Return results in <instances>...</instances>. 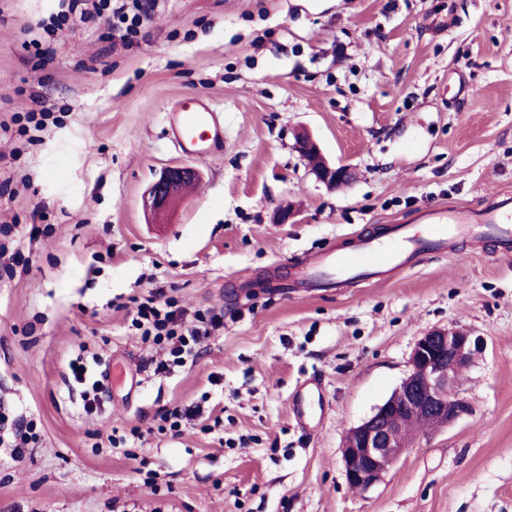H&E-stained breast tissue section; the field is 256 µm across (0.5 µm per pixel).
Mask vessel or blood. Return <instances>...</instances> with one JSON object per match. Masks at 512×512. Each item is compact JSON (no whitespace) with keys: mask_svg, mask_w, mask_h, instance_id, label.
<instances>
[{"mask_svg":"<svg viewBox=\"0 0 512 512\" xmlns=\"http://www.w3.org/2000/svg\"><path fill=\"white\" fill-rule=\"evenodd\" d=\"M171 139L190 158L210 155L224 143V123L212 104L191 97L167 115ZM425 224L403 225L392 239L361 236L350 245L332 247L296 262L293 288L314 292L341 287L390 269H403L420 256L444 250L456 237L471 233L512 245V195L504 193L479 206L434 208Z\"/></svg>","mask_w":512,"mask_h":512,"instance_id":"1","label":"vessel or blood"}]
</instances>
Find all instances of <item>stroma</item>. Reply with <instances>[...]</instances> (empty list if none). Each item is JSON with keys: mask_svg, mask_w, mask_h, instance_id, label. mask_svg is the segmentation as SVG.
Listing matches in <instances>:
<instances>
[{"mask_svg": "<svg viewBox=\"0 0 512 512\" xmlns=\"http://www.w3.org/2000/svg\"><path fill=\"white\" fill-rule=\"evenodd\" d=\"M152 2L127 41L96 18L50 37L61 0H0V225L25 257L0 274V407L37 433L22 459L0 447V512H512V255L464 234L332 292L260 284L294 256L512 191V0ZM452 69L471 87L459 101ZM191 96L223 113L224 146L189 161L166 115ZM38 104L54 121L18 135ZM302 129L350 184L316 179ZM185 163L199 181L148 222L146 190ZM153 280L224 316L166 377L131 326ZM456 328L484 339L458 379L468 412L350 487L346 431L421 336ZM78 360L104 383L98 412ZM313 376L329 407L309 434L292 396ZM191 404L202 418L160 430Z\"/></svg>", "mask_w": 512, "mask_h": 512, "instance_id": "35a3bbf8", "label": "stroma"}]
</instances>
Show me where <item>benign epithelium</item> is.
I'll list each match as a JSON object with an SVG mask.
<instances>
[{
	"label": "benign epithelium",
	"instance_id": "benign-epithelium-1",
	"mask_svg": "<svg viewBox=\"0 0 512 512\" xmlns=\"http://www.w3.org/2000/svg\"><path fill=\"white\" fill-rule=\"evenodd\" d=\"M296 150L327 188L336 189L351 180L350 168L328 163L309 134L297 135ZM196 177L191 167L166 169L144 195L145 212L153 217L163 213L180 196L184 184ZM480 344L481 339L466 329L434 330L417 340L400 385L344 436L341 459L350 486L363 492L371 489L413 445L415 436L401 421L405 415L421 413L427 419L426 428L439 431L468 412L457 379Z\"/></svg>",
	"mask_w": 512,
	"mask_h": 512
}]
</instances>
